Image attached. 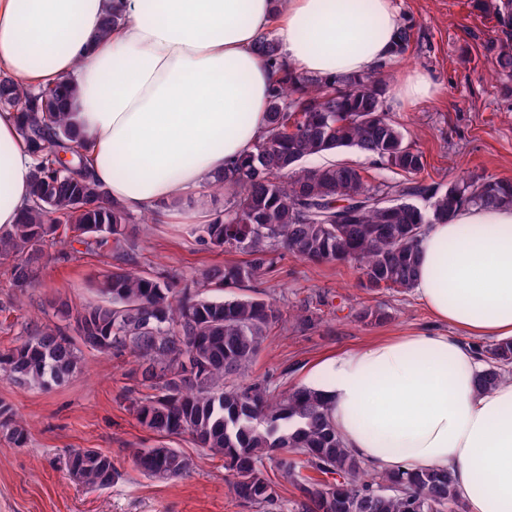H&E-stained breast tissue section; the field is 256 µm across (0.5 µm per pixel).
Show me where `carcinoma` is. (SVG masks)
<instances>
[{
    "mask_svg": "<svg viewBox=\"0 0 512 512\" xmlns=\"http://www.w3.org/2000/svg\"><path fill=\"white\" fill-rule=\"evenodd\" d=\"M501 24L512 25V0H483ZM258 54L277 66L267 125L253 151L212 188L224 210L201 227L200 239L217 248L242 249L249 259L205 270L190 296L165 276L129 266L133 214L113 202L92 177L71 113L61 108L72 86L35 91L0 79V109L22 114L21 133L34 157L30 201L18 223L0 229V254L14 288L24 292L39 273L42 245L70 232L69 243L119 262L99 292L102 300L54 307L58 323L35 324L22 342L0 351V370L19 385L60 386L76 373L82 350L135 358L145 392L134 402L138 422L158 443L135 448V467L151 478L181 476L191 459L167 445L187 435L210 455L224 458L235 495L260 512H282L265 461L299 492L295 512H444L459 499L444 469L372 471L344 447L317 393L309 387L278 392L265 381L234 382L258 354L268 329L280 320L276 305L259 297L224 300L212 292L257 280L282 249L314 263L354 262L362 285L406 292L413 288L417 253L430 224L459 206L512 207V181L463 178L444 187L418 179L423 156L404 143L383 110L382 80L374 73L334 81L303 76L279 63L278 43L262 37ZM498 72L512 81V40L493 46ZM355 148L411 179L368 183L342 163L308 168L304 160ZM68 154L64 161L61 155ZM421 198V207L414 199ZM478 385L494 388L512 365V341L481 350ZM0 432L14 445L26 429L0 405ZM74 480L104 490L120 473L93 448L70 452ZM345 484L334 486L330 476Z\"/></svg>",
    "mask_w": 512,
    "mask_h": 512,
    "instance_id": "cac0c4a2",
    "label": "carcinoma"
}]
</instances>
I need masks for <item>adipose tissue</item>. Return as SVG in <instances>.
I'll return each mask as SVG.
<instances>
[{"label": "adipose tissue", "mask_w": 512, "mask_h": 512, "mask_svg": "<svg viewBox=\"0 0 512 512\" xmlns=\"http://www.w3.org/2000/svg\"><path fill=\"white\" fill-rule=\"evenodd\" d=\"M117 16L103 33L106 16ZM393 0H0V76L77 87L68 108L94 178L141 214L207 224L196 198L265 130L274 34L283 62L333 79L372 71L400 27ZM0 112V228L30 197L34 159ZM414 290L435 326L318 363L312 386L351 454L380 473L448 470L469 512H512V378L480 390L474 340L512 339V208L429 225Z\"/></svg>", "instance_id": "obj_1"}]
</instances>
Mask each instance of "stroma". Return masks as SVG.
<instances>
[{
    "instance_id": "obj_1",
    "label": "stroma",
    "mask_w": 512,
    "mask_h": 512,
    "mask_svg": "<svg viewBox=\"0 0 512 512\" xmlns=\"http://www.w3.org/2000/svg\"><path fill=\"white\" fill-rule=\"evenodd\" d=\"M395 5L412 37L408 50L387 62L384 104L406 144L423 155L421 179L440 187L467 175L512 179V94L489 52L506 33L494 14L476 8L474 0H395ZM414 70L432 82L433 93L405 104L395 88ZM329 161L358 168L372 184L406 179L351 148L307 164ZM130 230L140 267L167 274L182 288H194L211 265L246 259L244 253L201 242L189 224L135 223ZM271 262L255 290L273 301L282 317L245 369V380L264 379L278 391L291 390L304 386L327 355L434 324L415 292L362 288L354 263L314 264L282 250ZM12 263V257L0 256V350L18 345L26 324L46 322L55 300H97L95 288L108 270L103 257L74 258L49 242L37 280L20 293L7 274ZM363 307L381 309L388 318L380 324L358 321L356 312ZM304 315L312 316V325H301ZM134 367L131 355L86 350L73 377L49 389L18 385L0 372V404L11 408L28 434L19 448L0 433V512H256L234 495L223 458L194 447L189 437L168 440L190 457L186 474L158 480L134 467L132 449L157 442L133 410L140 395ZM75 448L110 455L119 480L105 490L78 484L65 467L66 454Z\"/></svg>"
}]
</instances>
